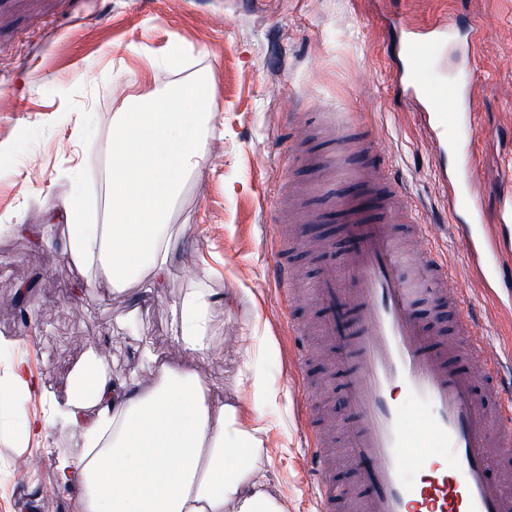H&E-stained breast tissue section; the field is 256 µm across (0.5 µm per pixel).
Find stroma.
I'll use <instances>...</instances> for the list:
<instances>
[{"label":"stroma","mask_w":512,"mask_h":512,"mask_svg":"<svg viewBox=\"0 0 512 512\" xmlns=\"http://www.w3.org/2000/svg\"><path fill=\"white\" fill-rule=\"evenodd\" d=\"M0 19V381L24 363L32 384L0 410V512H74L77 488L60 487L52 448L76 455L81 436L54 423L73 370L90 357L111 375L154 379V358L178 363L173 305L196 288L212 295L209 341L191 366L212 398L235 404L240 428L262 427L269 492L288 512H315L302 463L301 407L336 415L337 387L309 389L293 361L287 322L304 311L273 280L268 227L290 188L316 181L333 149L314 137L297 164L293 112H351L373 132L390 176L418 223L435 227L441 252L466 288L481 331L512 346V318L471 286L466 253L449 223L439 162L413 107L396 93L387 22L419 29L478 24L480 91L472 121L483 202L512 187V0H17ZM211 80L207 158L169 211L173 259L165 288L150 278L112 287L103 271L64 254V205L82 196L86 221L110 219L103 175L116 113ZM21 321L12 296L44 269ZM258 373L271 392L256 400ZM40 419L44 437L28 435ZM29 462L28 477L17 466Z\"/></svg>","instance_id":"35a3bbf8"}]
</instances>
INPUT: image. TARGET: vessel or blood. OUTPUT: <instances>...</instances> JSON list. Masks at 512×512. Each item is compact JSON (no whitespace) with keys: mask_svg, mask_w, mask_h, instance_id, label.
<instances>
[{"mask_svg":"<svg viewBox=\"0 0 512 512\" xmlns=\"http://www.w3.org/2000/svg\"><path fill=\"white\" fill-rule=\"evenodd\" d=\"M408 35L402 91L415 102L439 161L456 160L439 183L473 279L498 302V273L512 263L506 235L512 197L502 199L490 220L473 191L469 146L480 30L471 27L462 42L444 25ZM459 47L467 61L445 80L434 68L435 52ZM363 156L360 180L341 173L320 187L337 201L348 242L313 285L324 315L291 325L300 338L329 337L335 353L329 368L342 373L339 427L348 465L342 472L333 468L323 436L314 437L305 458L318 512H512V495L493 475L490 455L491 448L512 447V355L477 332L467 293L457 287L428 225L413 219L409 196L392 181L385 158L372 146ZM403 234L413 239L415 265L400 253ZM423 295L453 319L456 340L416 317ZM462 343L469 359L457 354ZM475 364L495 382V415L474 396ZM399 392L408 407L397 406Z\"/></svg>","mask_w":512,"mask_h":512,"instance_id":"vessel-or-blood-1","label":"vessel or blood"}]
</instances>
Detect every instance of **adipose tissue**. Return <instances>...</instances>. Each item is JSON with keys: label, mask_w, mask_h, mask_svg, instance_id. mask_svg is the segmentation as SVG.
I'll list each match as a JSON object with an SVG mask.
<instances>
[{"label": "adipose tissue", "mask_w": 512, "mask_h": 512, "mask_svg": "<svg viewBox=\"0 0 512 512\" xmlns=\"http://www.w3.org/2000/svg\"><path fill=\"white\" fill-rule=\"evenodd\" d=\"M211 105L204 81L145 111L117 113L106 180L112 221L86 223L79 201L67 205L72 264L101 266L117 285L141 275L164 281L172 261L167 212L207 157ZM209 306V293L197 289L174 307L186 356L206 346ZM54 415L82 437V454H57L61 484L80 486L76 512H287L267 490L260 428H239L237 408L212 402L190 370L158 363L145 387L111 377L93 359L76 370Z\"/></svg>", "instance_id": "obj_1"}]
</instances>
